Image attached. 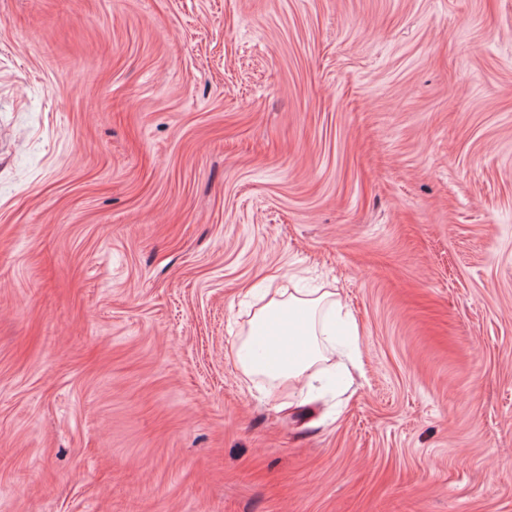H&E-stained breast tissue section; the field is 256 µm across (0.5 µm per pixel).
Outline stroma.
I'll return each mask as SVG.
<instances>
[{
	"label": "stroma",
	"instance_id": "obj_1",
	"mask_svg": "<svg viewBox=\"0 0 512 512\" xmlns=\"http://www.w3.org/2000/svg\"><path fill=\"white\" fill-rule=\"evenodd\" d=\"M0 512H512V0H0ZM296 294H289L287 299L272 297L250 320L246 338L234 352L236 362L246 374L262 373L271 378L288 382V385L301 381L304 377H313L310 370L323 358L317 335H330L327 322L319 323L316 317L326 306L332 307L336 301L330 298L333 293L324 292L317 297L294 289ZM294 316L292 329L281 336H275L277 344L275 359L268 367L259 368L249 361L253 340L265 335L269 323L277 320L279 315Z\"/></svg>",
	"mask_w": 512,
	"mask_h": 512
}]
</instances>
